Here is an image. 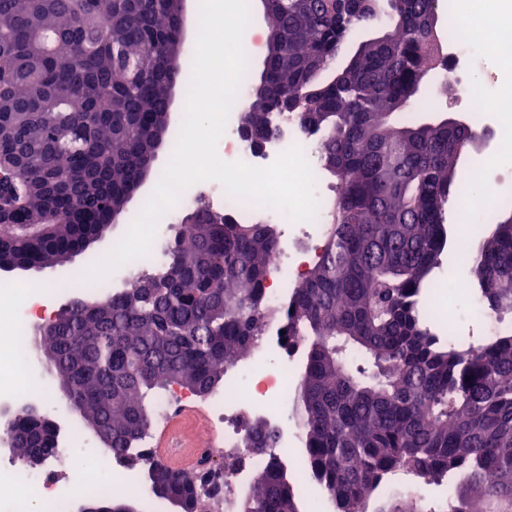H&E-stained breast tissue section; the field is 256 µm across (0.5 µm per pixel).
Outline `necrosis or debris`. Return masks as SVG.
<instances>
[{"instance_id":"obj_1","label":"necrosis or debris","mask_w":512,"mask_h":512,"mask_svg":"<svg viewBox=\"0 0 512 512\" xmlns=\"http://www.w3.org/2000/svg\"><path fill=\"white\" fill-rule=\"evenodd\" d=\"M486 0H448L449 13L465 7L468 30L449 28L440 45L456 75V84L465 101L476 102L481 125L496 124L498 148L512 145V129L498 126V104L505 92L497 81L475 84L473 70L487 61L497 68L512 69V56L490 58L488 44L512 41V12L489 16ZM279 133L260 146H253L242 134L239 110H230L226 131L218 143L219 156L228 162L241 161L256 167L271 165L281 153L300 147L312 171H319L318 139L299 127L294 114L278 117ZM283 240L271 254L273 274L266 283V302L277 309L304 279L322 246L325 226L320 220L293 221L282 216ZM31 290L14 281L0 282V409L20 410L39 396L36 374L30 366V336L34 320L45 318V310L29 307ZM300 345L285 346L281 328L270 325L262 336L251 361L235 364L224 371L223 390L209 393L206 408L213 433L208 442L211 455L241 450L246 424L260 417L280 431L282 459L289 467L299 465L295 453L302 442L301 431L289 422L297 376L295 363ZM53 476L31 478L23 474L10 453L0 451V512H23L28 498L48 503L53 512H65L66 497L55 490Z\"/></svg>"}]
</instances>
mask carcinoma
<instances>
[{"mask_svg":"<svg viewBox=\"0 0 512 512\" xmlns=\"http://www.w3.org/2000/svg\"><path fill=\"white\" fill-rule=\"evenodd\" d=\"M437 0H265L270 48L260 83L246 75L239 112L258 145L293 112L320 135L321 168L343 192L327 238L285 306H266L270 224L197 204L162 270L117 295L73 299L34 346L81 416L196 512L203 477L132 447L154 399L173 385L209 393L277 321L304 342L294 392L305 473L336 512H367L404 470L448 479V512H512V331L465 348L441 342L417 306L446 254L463 253L488 313H512V210L489 228L447 231L470 124L411 118L428 73ZM179 0H0V270L65 265L102 239L172 125L184 40ZM182 274L169 280L171 269ZM359 356L368 368L353 367ZM26 461L58 453L55 423L29 408L0 429ZM256 420L243 447H277ZM296 477L270 458L238 512H299Z\"/></svg>","mask_w":512,"mask_h":512,"instance_id":"obj_1","label":"carcinoma"}]
</instances>
